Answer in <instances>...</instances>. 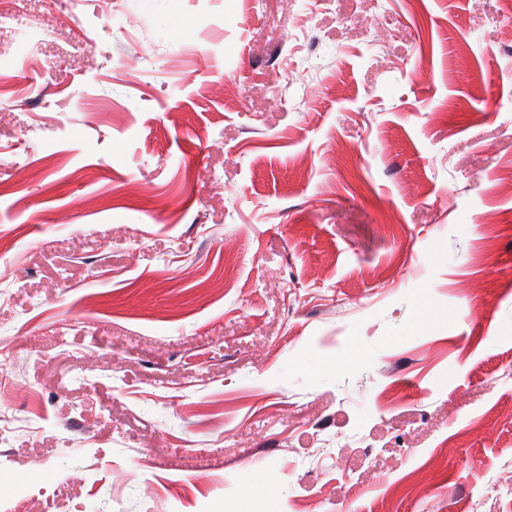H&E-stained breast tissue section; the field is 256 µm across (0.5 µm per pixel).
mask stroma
Returning <instances> with one entry per match:
<instances>
[{"label": "stroma", "instance_id": "35a3bbf8", "mask_svg": "<svg viewBox=\"0 0 512 512\" xmlns=\"http://www.w3.org/2000/svg\"><path fill=\"white\" fill-rule=\"evenodd\" d=\"M35 18L0 498L512 512L504 0H17L0 60Z\"/></svg>", "mask_w": 512, "mask_h": 512}]
</instances>
